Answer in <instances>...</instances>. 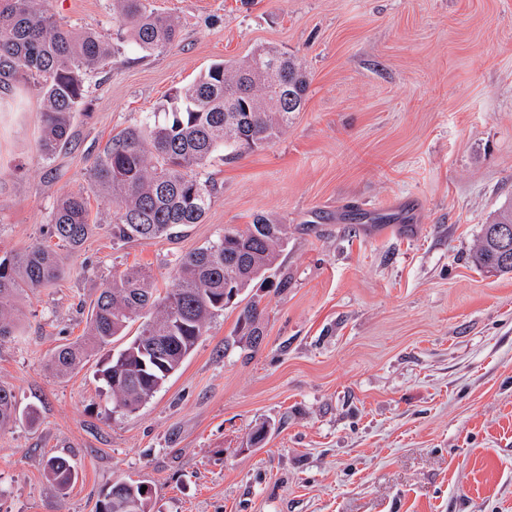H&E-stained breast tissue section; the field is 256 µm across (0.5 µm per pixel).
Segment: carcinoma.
<instances>
[{
	"label": "carcinoma",
	"mask_w": 512,
	"mask_h": 512,
	"mask_svg": "<svg viewBox=\"0 0 512 512\" xmlns=\"http://www.w3.org/2000/svg\"><path fill=\"white\" fill-rule=\"evenodd\" d=\"M117 35L126 34L146 54L165 49L178 37V24L157 12L150 0H112ZM110 50L102 37L77 32L57 21L41 0H0V86L18 74L41 85V149L50 156L65 144L74 115L87 95V71L106 64ZM309 87L295 54L276 46L254 49L238 61L215 62L193 83L174 89L165 103L137 127L112 137L88 171L93 189L116 207L112 239L158 240L203 222L212 188L198 177L217 153L234 158L278 138L293 114L303 109ZM93 224L84 193L63 196L52 215L50 234L77 251ZM284 224L257 221L181 256L175 286L157 294L150 273L135 267L112 275L95 300L86 336L56 348L49 357L53 373L76 370L90 352L127 338L99 369L119 407L134 412L176 373L208 324L233 297L259 279L266 280L284 251ZM475 262L512 273V201L484 226ZM62 275L55 252L41 244L23 253L0 255V337L17 330L14 301L47 287ZM140 322L136 334L128 328ZM35 410L18 408L12 388L0 384V428L33 421ZM49 479L61 493L75 480L65 457L46 462ZM153 493L141 481L112 485L98 512H151Z\"/></svg>",
	"instance_id": "1"
}]
</instances>
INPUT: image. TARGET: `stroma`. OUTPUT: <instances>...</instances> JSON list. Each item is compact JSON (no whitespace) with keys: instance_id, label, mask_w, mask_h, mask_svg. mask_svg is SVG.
Segmentation results:
<instances>
[{"instance_id":"stroma-1","label":"stroma","mask_w":512,"mask_h":512,"mask_svg":"<svg viewBox=\"0 0 512 512\" xmlns=\"http://www.w3.org/2000/svg\"><path fill=\"white\" fill-rule=\"evenodd\" d=\"M151 4L177 41L88 71L55 156L39 147L37 80L0 88V251L47 241L73 191L95 225L79 252L58 249L63 275L16 300L17 333L0 339V383L37 410L0 428V512H97L127 479L151 487L153 512H512V274L472 262L512 199V0ZM46 7L113 38L112 0ZM260 46L299 58L302 111L272 143L200 169L216 186L203 223L114 243L115 208L87 178L112 135ZM397 208L407 223L349 218ZM259 218L288 227L271 284L220 312L139 410L113 406L101 352L51 372L113 272L172 288L177 257ZM54 455L78 472L63 494L44 472Z\"/></svg>"}]
</instances>
